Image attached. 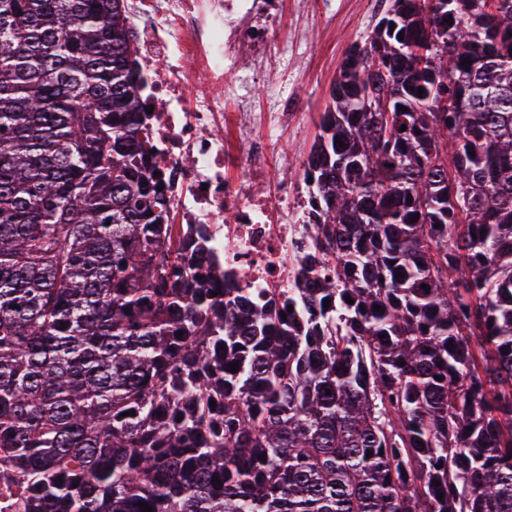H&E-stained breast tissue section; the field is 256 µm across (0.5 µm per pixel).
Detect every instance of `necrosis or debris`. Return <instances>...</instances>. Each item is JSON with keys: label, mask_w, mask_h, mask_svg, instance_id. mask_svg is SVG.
Returning a JSON list of instances; mask_svg holds the SVG:
<instances>
[{"label": "necrosis or debris", "mask_w": 512, "mask_h": 512, "mask_svg": "<svg viewBox=\"0 0 512 512\" xmlns=\"http://www.w3.org/2000/svg\"><path fill=\"white\" fill-rule=\"evenodd\" d=\"M150 166L160 174L172 224H201L220 288L279 295L335 278L316 251L304 177H288L275 145L288 94L252 104L255 80L274 68H308L302 35L282 30L283 0H127ZM256 149L243 153L240 141ZM270 185L259 194L255 183ZM316 263L297 277L305 255Z\"/></svg>", "instance_id": "1"}]
</instances>
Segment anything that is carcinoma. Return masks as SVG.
I'll return each mask as SVG.
<instances>
[{"label": "carcinoma", "instance_id": "1", "mask_svg": "<svg viewBox=\"0 0 512 512\" xmlns=\"http://www.w3.org/2000/svg\"><path fill=\"white\" fill-rule=\"evenodd\" d=\"M426 2L343 61L303 172L336 283L283 298L212 295L205 230L167 223L123 0H0L27 512H512V0Z\"/></svg>", "mask_w": 512, "mask_h": 512}]
</instances>
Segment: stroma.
<instances>
[{"mask_svg":"<svg viewBox=\"0 0 512 512\" xmlns=\"http://www.w3.org/2000/svg\"><path fill=\"white\" fill-rule=\"evenodd\" d=\"M335 15L333 30H324V13ZM381 12L379 0H312L306 26L309 36L304 46L311 59L306 70L288 69L266 73L253 85L256 99H264L271 87L280 85L294 91L299 99L298 117L284 128L282 149L288 155V172L300 175L303 151L319 133L320 115L329 102L332 84L350 46L366 35Z\"/></svg>","mask_w":512,"mask_h":512,"instance_id":"35a3bbf8","label":"stroma"}]
</instances>
